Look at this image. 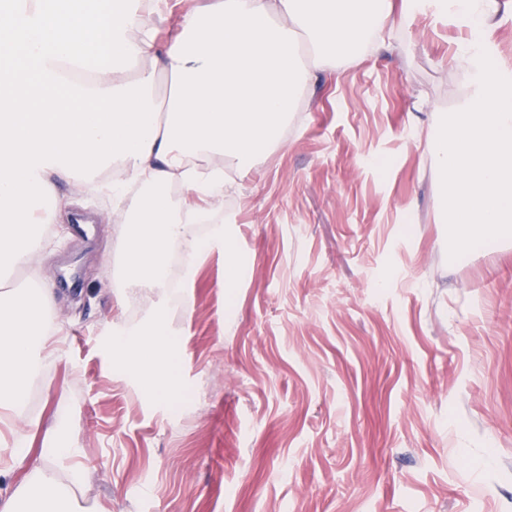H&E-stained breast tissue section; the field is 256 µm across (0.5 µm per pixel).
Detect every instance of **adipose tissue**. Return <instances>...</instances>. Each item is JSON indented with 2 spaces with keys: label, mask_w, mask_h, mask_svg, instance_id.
<instances>
[{
  "label": "adipose tissue",
  "mask_w": 512,
  "mask_h": 512,
  "mask_svg": "<svg viewBox=\"0 0 512 512\" xmlns=\"http://www.w3.org/2000/svg\"><path fill=\"white\" fill-rule=\"evenodd\" d=\"M499 0H10L0 30V273L41 249L42 200H56V178L104 186L112 207L129 214L127 285L163 287L167 257L179 248L195 261L204 248L192 219L222 202L229 184L215 156L239 168L282 144L299 97L359 51L389 38L384 20L429 14L471 22L453 61L468 77L454 112L426 138L441 176L437 218L455 243L454 258L512 237V80L490 39ZM304 36L313 65L302 62ZM168 93L158 95L159 84ZM151 190L128 197L130 184ZM186 196L173 205L168 189ZM50 289L0 291V408L22 415L30 384L54 357L46 350ZM171 339L162 327L112 337L115 368L136 377L149 398L174 399L178 380L164 368ZM29 423L0 480L26 469L0 492V512H80L73 490L87 478L74 444L39 438Z\"/></svg>",
  "instance_id": "ef3b65f1"
}]
</instances>
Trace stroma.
<instances>
[{
	"instance_id": "stroma-1",
	"label": "stroma",
	"mask_w": 512,
	"mask_h": 512,
	"mask_svg": "<svg viewBox=\"0 0 512 512\" xmlns=\"http://www.w3.org/2000/svg\"><path fill=\"white\" fill-rule=\"evenodd\" d=\"M385 26L398 51L323 80L236 175L233 297L215 242L177 304L158 292L129 317L111 198L58 183L67 216L4 285H50L61 343L0 457L42 418L80 449L82 512H512V247L449 263L425 158L466 90L448 56L468 29ZM160 317L175 404L144 398L108 343Z\"/></svg>"
}]
</instances>
